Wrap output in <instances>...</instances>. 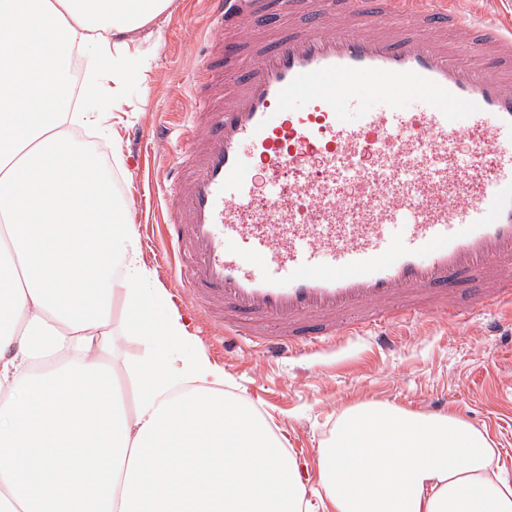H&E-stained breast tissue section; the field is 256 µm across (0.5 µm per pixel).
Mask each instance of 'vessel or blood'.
<instances>
[{"mask_svg":"<svg viewBox=\"0 0 512 512\" xmlns=\"http://www.w3.org/2000/svg\"><path fill=\"white\" fill-rule=\"evenodd\" d=\"M210 5L162 194L166 257L223 343L285 357L512 299V32L415 0Z\"/></svg>","mask_w":512,"mask_h":512,"instance_id":"b4317fda","label":"vessel or blood"}]
</instances>
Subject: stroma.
Segmentation results:
<instances>
[{"label": "stroma", "mask_w": 512, "mask_h": 512, "mask_svg": "<svg viewBox=\"0 0 512 512\" xmlns=\"http://www.w3.org/2000/svg\"><path fill=\"white\" fill-rule=\"evenodd\" d=\"M448 8L477 25L512 28V0H449ZM211 28L209 0H173L130 46L146 67L117 95L109 72H102L95 97L76 105L85 115L76 131L100 156L136 233L143 285L169 298L186 289L145 228L158 220L160 186L181 144L174 136L154 143L151 132L161 123L176 125L191 110L192 78L203 64L199 47ZM179 311L192 327L195 346L223 368L225 396L254 408L284 448L306 464L310 512H331L317 482L321 448L339 418L366 403L464 419L487 435L497 451L494 471L512 485V304L474 312L462 323L420 315L389 325L394 341L387 348L365 334L287 358H269L246 346L211 354L208 337L195 329L190 302ZM128 318L122 298H114L119 367L144 351L140 338L125 332Z\"/></svg>", "instance_id": "35a3bbf8"}]
</instances>
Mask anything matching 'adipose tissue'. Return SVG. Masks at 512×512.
<instances>
[{"label": "adipose tissue", "instance_id": "ef3b65f1", "mask_svg": "<svg viewBox=\"0 0 512 512\" xmlns=\"http://www.w3.org/2000/svg\"><path fill=\"white\" fill-rule=\"evenodd\" d=\"M171 0H0V225L12 251L0 282V512H303L296 459L224 372L189 342L159 293L139 288L133 229L70 127L72 53L100 48L127 81L137 31ZM122 297L149 376L127 408L112 366ZM487 436L454 416L369 403L320 454L334 512H512Z\"/></svg>", "mask_w": 512, "mask_h": 512}]
</instances>
